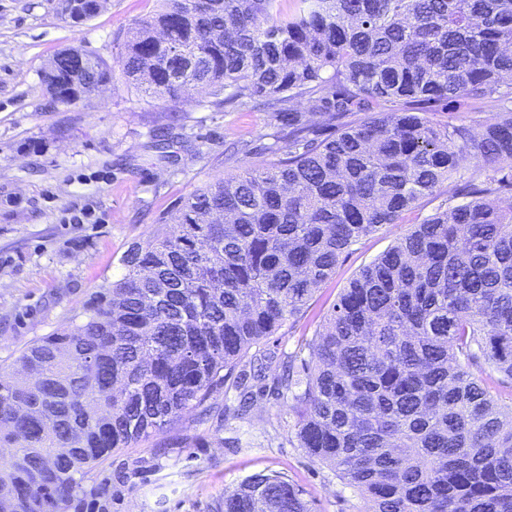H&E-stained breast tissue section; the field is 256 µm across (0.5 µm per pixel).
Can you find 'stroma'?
<instances>
[{
    "mask_svg": "<svg viewBox=\"0 0 512 512\" xmlns=\"http://www.w3.org/2000/svg\"><path fill=\"white\" fill-rule=\"evenodd\" d=\"M58 0H0V374L15 350L65 328L90 292L122 273L128 246L171 215L203 182L260 163L275 142L271 113L233 108L194 91L174 113L155 107L122 77L96 98L48 108L41 74L59 50L78 46L116 64L128 28L157 0H104L74 26ZM172 139L168 159L149 144L156 129ZM408 224H387L343 257L311 302L321 317L350 278L393 245ZM237 391L216 389L177 426L113 452L112 512H215L225 491L261 471L288 476L310 512H361L352 490L290 440L294 423L272 388L244 416L224 410Z\"/></svg>",
    "mask_w": 512,
    "mask_h": 512,
    "instance_id": "stroma-1",
    "label": "stroma"
}]
</instances>
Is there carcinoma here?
<instances>
[{"instance_id": "obj_1", "label": "carcinoma", "mask_w": 512, "mask_h": 512, "mask_svg": "<svg viewBox=\"0 0 512 512\" xmlns=\"http://www.w3.org/2000/svg\"><path fill=\"white\" fill-rule=\"evenodd\" d=\"M119 67L145 96L276 100L288 152L210 180L131 243L123 273L0 377V512H109L88 474L167 429L232 379L242 401L276 361L292 441L363 512H512V0H160ZM80 47L42 73L50 104L110 85ZM503 111L476 132L450 100ZM356 112L370 116L329 137ZM478 168L460 175L465 165ZM448 198L425 206L442 184ZM410 230L364 266L319 323L310 301L386 224ZM224 512H308L287 476L224 492Z\"/></svg>"}]
</instances>
